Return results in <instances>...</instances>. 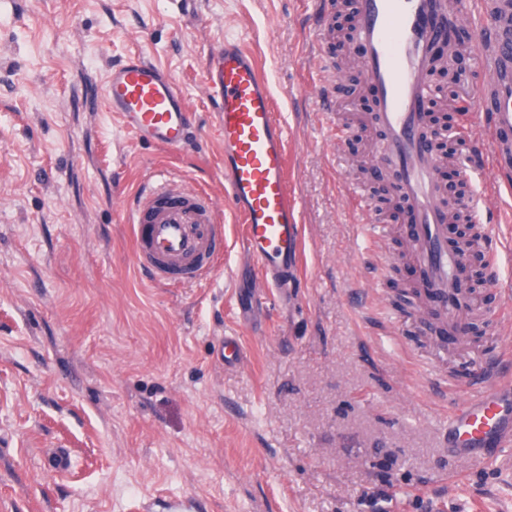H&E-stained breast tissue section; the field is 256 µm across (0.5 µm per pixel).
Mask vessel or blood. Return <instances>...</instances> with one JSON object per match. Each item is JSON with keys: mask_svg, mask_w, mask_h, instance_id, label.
<instances>
[{"mask_svg": "<svg viewBox=\"0 0 512 512\" xmlns=\"http://www.w3.org/2000/svg\"><path fill=\"white\" fill-rule=\"evenodd\" d=\"M472 22L484 80L470 96L467 124L475 166L491 172L494 190L512 189V0H357L354 38L375 92L385 131L382 158L399 173L397 190L414 214L411 239L425 280L444 314L457 311L454 273L460 254L448 246L446 212L427 136L432 47L447 17ZM204 94L214 105L213 131L224 146V196L245 224L244 247L266 287H293L302 228L286 174L287 135L273 110L268 77L241 40L226 38L206 54ZM105 101L138 142L177 152L191 140V114L171 74L140 53L112 64ZM138 267L163 288L208 280L224 260L217 207L201 190L158 172L143 182L130 209ZM225 368L242 367L237 337L221 338ZM479 388L448 412V449L480 462L512 446V358L481 371Z\"/></svg>", "mask_w": 512, "mask_h": 512, "instance_id": "vessel-or-blood-1", "label": "vessel or blood"}]
</instances>
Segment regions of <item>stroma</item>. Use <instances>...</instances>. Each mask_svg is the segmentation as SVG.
Here are the masks:
<instances>
[{
    "instance_id": "obj_1",
    "label": "stroma",
    "mask_w": 512,
    "mask_h": 512,
    "mask_svg": "<svg viewBox=\"0 0 512 512\" xmlns=\"http://www.w3.org/2000/svg\"><path fill=\"white\" fill-rule=\"evenodd\" d=\"M319 0H0V512H512V447L481 463L449 454L451 402L472 369L512 348V248L481 266L458 340L419 329L393 301L410 213L382 236L350 188L372 189L382 136L372 96L318 95ZM240 37L268 76L287 132L303 228L297 285L240 311L262 277L242 250L209 128L204 55ZM133 49L168 69L201 121L190 151L132 140L105 106L113 61ZM461 153L477 217L512 239V193ZM165 170L222 205L224 263L210 281L156 286L136 264L124 203ZM240 338L245 365L216 357Z\"/></svg>"
}]
</instances>
